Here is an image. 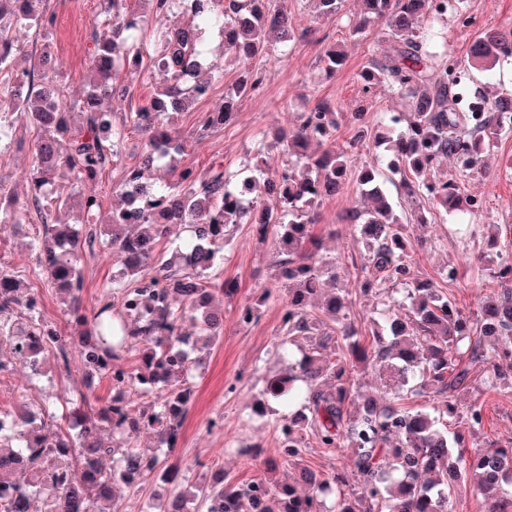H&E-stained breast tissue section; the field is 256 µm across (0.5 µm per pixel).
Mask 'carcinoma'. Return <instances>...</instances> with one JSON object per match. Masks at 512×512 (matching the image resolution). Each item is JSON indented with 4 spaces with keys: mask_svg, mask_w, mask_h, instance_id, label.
Segmentation results:
<instances>
[{
    "mask_svg": "<svg viewBox=\"0 0 512 512\" xmlns=\"http://www.w3.org/2000/svg\"><path fill=\"white\" fill-rule=\"evenodd\" d=\"M361 9L350 28V36L370 27L386 28L393 54L373 58L363 71L366 86L386 82L406 95L410 111L392 117L399 126L389 140L394 159L392 171L406 175L403 188L408 201L428 200L443 212L460 207L455 185L433 179L434 164L441 157L455 160L460 173L480 164L499 137L512 130V98L500 97L486 112H474L464 98L450 91L458 81H448V61L443 54L426 49L422 37L426 23L448 15V5L432 0H360ZM178 12L187 22L160 27L147 33L148 20ZM49 0H0V142L12 140L13 127L21 119L37 130L32 144L31 194L11 206L0 208V222L30 224L40 220L45 237L31 242L36 265L48 282L71 297V322L81 328L80 355L88 371L111 377L120 393L136 386H149L155 374L138 367L114 368L121 354L143 346L145 367L164 371L159 386L160 410L129 409L113 431L125 436L118 446L98 440L100 423H109L110 406L95 418L76 402L69 415L78 426L65 435L42 420L32 423V411L21 408L20 432L15 440L34 443L27 473L34 491L42 493L44 512H97L98 502H112L114 489L134 485L162 467L159 457L130 446L142 430H156L168 451L176 446L188 410L192 372L190 345L183 330L187 319H195L213 336L224 334L222 316L210 309L208 287L220 261L219 248L231 244L226 237L230 225L249 224L261 238H277L279 278L288 287V302L282 307V323L288 334L310 332L325 317L338 325L343 341L326 335L309 348L299 364V374L267 383L266 400L303 397L304 403L288 415L281 432L288 434V447L279 458H268V472L302 457L301 431H309L326 449L340 447L347 438L354 448L353 464L358 476L357 492L344 493V477L335 474L320 479L303 469L300 479L270 486L265 480L249 482L224 478L196 488L192 498L175 500L159 512H175L177 504L194 505L193 512H453L451 487L460 478L476 482L484 498L485 512H512V469L502 459L512 448H474L465 456L467 436L482 423V408L472 405L466 425L451 433L438 427V418L427 410H405L388 406L374 397L362 407L351 408V374L347 365H372L385 383L404 387L409 374L419 371L421 388L437 397L452 398L469 389L478 379L491 387L512 372V264L501 262L494 275L508 285L487 302L482 314L471 318L432 283L418 281L407 290L409 308L401 312L389 300L386 325L373 331L374 344L366 347L356 339L357 331L344 322L349 292L326 293L322 281L331 270L319 251L315 228L320 223L315 210L319 201L333 197L354 183L369 201L345 217L364 239L372 275L356 276V290L377 293L388 281L409 271L408 225L395 215L376 168L352 170L348 152L364 144L363 135L346 140V149L311 152L313 144L329 142L338 129L336 110L321 101L296 128L282 129L279 144L288 154L303 160L298 171L267 167L264 147H259L243 171L230 172L224 162L214 161L206 169L181 170L176 182L155 187L145 173L162 167L172 155L183 151L180 137L164 122L170 112H185L207 99L213 86L224 80V69L209 61L213 34L220 37L221 53H231L241 74L227 87L224 106L205 114L201 130L224 128L235 114L236 102L259 91L265 76L253 61L270 50L271 40L283 47L311 34L299 28L285 0H203L185 7V0H107L96 24L111 28L107 37L91 36L88 48L89 81L81 98L69 100L63 92L62 64L43 48L37 65L16 67L18 46L14 32L21 28L38 33L53 27ZM512 56V29L487 28L477 32L469 48V66L490 73L504 57ZM346 53L336 44L322 49L320 63L329 77L336 76ZM145 71L162 83L130 105L121 122H112L104 101L131 98L126 76ZM142 135L143 146L136 165L125 171L113 189L120 204L101 216L97 194L81 197V223L108 224L112 247L124 268L112 285L103 289V304L93 323L80 305L83 282L77 264L92 249L95 233L81 235L69 221V197H52L56 182L81 183L101 176L122 158L129 132ZM264 195H274L281 210L260 205ZM52 197L54 207L43 204ZM184 233L176 247L175 261L156 256L160 240L173 228ZM193 252L197 261L181 260ZM0 338L15 339L23 332L51 337L62 362H68L71 342L45 329L41 313L33 310L34 292L21 281L0 272ZM19 446L0 450V483L21 480L15 466L24 454ZM112 457L105 469L102 458ZM334 500V510L325 507Z\"/></svg>",
    "mask_w": 512,
    "mask_h": 512,
    "instance_id": "1",
    "label": "carcinoma"
}]
</instances>
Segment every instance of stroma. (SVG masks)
<instances>
[{"instance_id": "35a3bbf8", "label": "stroma", "mask_w": 512, "mask_h": 512, "mask_svg": "<svg viewBox=\"0 0 512 512\" xmlns=\"http://www.w3.org/2000/svg\"><path fill=\"white\" fill-rule=\"evenodd\" d=\"M56 12L49 36L22 29L16 37L21 48L16 64L31 67L36 62L43 44H50L53 54L64 65V93L67 99L81 97L86 77V52L93 20L103 12V0H50ZM300 26L312 28L313 37L297 42L288 56L271 50L257 62L265 81L260 92L240 99L235 116L224 128L201 132L200 121L205 113L219 109L224 103V88L238 77L235 67H227L224 82L216 86L212 95L199 102L191 111L175 115L173 123L183 134L187 146L177 155L178 168L205 169L213 160L223 161L226 168L238 170L243 161L256 150L260 142L269 145L271 168L291 164L292 158L276 148L280 128L299 124L301 117L317 102L328 101L335 106L340 123L335 147H342L354 130L353 112L364 111L369 120L366 143L361 150L349 153L347 164L358 169L373 165L384 169V187L395 206L418 215H425L422 224H412L411 241H422L423 246L412 254L410 279L430 280L442 293L455 300L464 313L480 314L484 302L500 292V281L490 274L473 275L464 270L466 260L485 257L502 259V237L512 234V135L499 140L485 156L482 167L460 175L452 160L439 163V179L456 183L467 197L482 201L479 211L460 218L444 216L426 202L408 203L400 186L401 177L386 172L385 148L376 136L378 122L385 113L402 112L408 100L387 85L365 86L361 73L371 58H383L391 45L380 29L368 30L353 38L348 23L357 9V0H344L338 17H317L307 0H288ZM471 11L475 21L463 27L456 16H448L435 23V31L446 35L448 51L453 61L464 62L470 41L480 30L492 27H512V0H474ZM345 45L347 60L334 78H326L319 62L321 39ZM34 128L20 124L16 127L17 145L0 148V188L5 193L20 197L29 190L31 156L29 146L36 137ZM141 150L138 134H130L121 162L103 173L96 182L82 183L78 192L101 195L104 210H111V186L117 185L126 167L134 165ZM357 198L355 185H348L334 197L323 200L318 211L321 221L336 227L335 237L326 239L322 254L334 261L336 277L326 280L327 289L351 290L352 303L346 316L355 328L362 344H372L371 333L380 319L382 299L376 295L355 292L357 266L363 265L367 255L363 244L354 235L344 216ZM41 228L40 222L30 224H0V266L10 268L23 284L32 287L41 299V312L46 323L60 335L74 332L68 324L65 310L69 298L51 288L45 277L32 272L34 257L30 242ZM231 246L224 250L220 278L232 284V293L218 290L214 303L224 312V334L212 342L200 364L192 373L189 410L183 422L178 443L168 460L177 472L176 478L156 475L118 493V512H156L159 499L177 492L191 490L211 479L214 471H224L238 481L262 476L256 461L244 456L245 448L259 451L261 458L278 455L279 437L276 428L281 416L279 404L267 403L264 416L254 413L256 403L266 384L288 375V364L280 357L278 345L285 336L281 322V301L262 302L264 289L276 287L278 269L272 241L259 240L250 225L243 224L233 233ZM95 252L81 264L83 278L81 293L84 308L93 309L104 283L122 269V259L112 250L107 236H99ZM459 271L456 281H448L449 268ZM259 305L257 321L243 323L238 310L243 305ZM0 362L12 368L11 383L15 392L12 404L28 402L45 409L47 415L61 418L65 400L85 395L92 409H100L112 398L108 379L87 383L86 369L78 351H71L68 364H61L54 351L43 354V376L28 377L25 368L17 366L8 342L0 343ZM355 395L373 394L385 397L391 403H403L409 409L441 407L442 402L428 390L395 393L384 387L377 373L355 369L352 373ZM483 406L481 427L471 444L478 448L495 446L512 448V373L496 387L478 384L462 391L453 399L458 415H465L473 403ZM352 450L344 446L336 451L318 447L314 439H307L303 452L305 463L323 476L333 473L351 475Z\"/></svg>"}]
</instances>
